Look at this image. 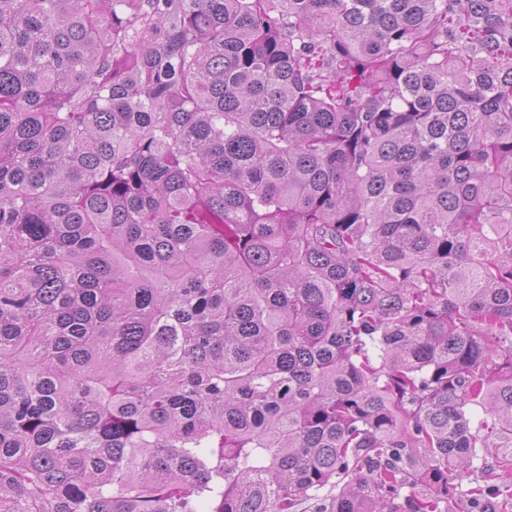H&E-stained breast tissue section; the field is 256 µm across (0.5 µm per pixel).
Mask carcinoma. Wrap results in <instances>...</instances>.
I'll use <instances>...</instances> for the list:
<instances>
[{
	"label": "carcinoma",
	"instance_id": "1",
	"mask_svg": "<svg viewBox=\"0 0 512 512\" xmlns=\"http://www.w3.org/2000/svg\"><path fill=\"white\" fill-rule=\"evenodd\" d=\"M459 493L512 509V0H0V512Z\"/></svg>",
	"mask_w": 512,
	"mask_h": 512
}]
</instances>
